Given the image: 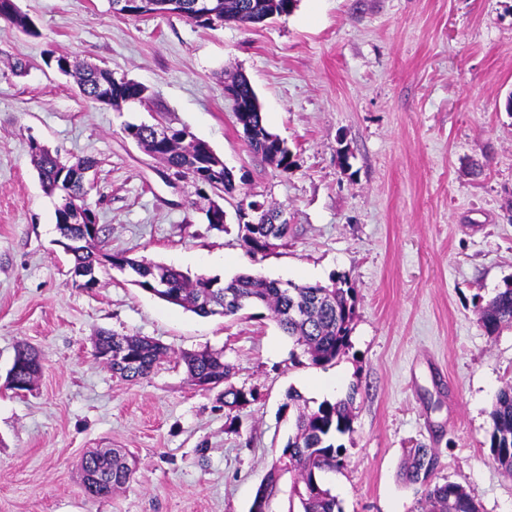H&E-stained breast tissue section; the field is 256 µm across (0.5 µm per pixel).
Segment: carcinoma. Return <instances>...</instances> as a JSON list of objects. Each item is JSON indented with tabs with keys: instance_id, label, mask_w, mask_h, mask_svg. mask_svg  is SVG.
<instances>
[{
	"instance_id": "obj_1",
	"label": "carcinoma",
	"mask_w": 512,
	"mask_h": 512,
	"mask_svg": "<svg viewBox=\"0 0 512 512\" xmlns=\"http://www.w3.org/2000/svg\"><path fill=\"white\" fill-rule=\"evenodd\" d=\"M193 0H147L139 12L144 16L177 14L198 25L209 26L211 21L191 14ZM281 0H217L215 8L220 17L228 21L252 19L261 23L274 14ZM0 18L10 22L21 32L37 36L39 32L31 18L22 13L14 0H0ZM80 93L92 103L119 108L136 96L149 100L148 88L130 80L114 81L112 72L96 66L75 71ZM237 122L254 131L248 147L286 171L292 162H284L289 149L279 138L272 137L260 112H238ZM125 134L143 145L162 160L179 179L193 184H208L210 192L230 193L235 189L231 173L219 169V178L208 175L209 163L216 154L204 141L192 133L177 130L172 141L157 145L150 139L147 124H128ZM34 165L47 192L71 194L76 198L80 212L68 219L56 218L62 237L71 240L84 236L82 226L96 223V216L85 204L90 186L81 183L83 172L96 168L90 158L63 161L59 156L36 146L32 147ZM260 221L239 225L242 242L252 255L263 254L271 240L288 237L289 225L279 221L280 212L266 209L260 212ZM74 258V270L95 266H111L136 275L134 285L155 295H168L166 301L188 309L200 316L235 315L250 304H262L274 314L279 327L303 347L314 365L328 364L346 352L349 347L351 323L355 314L354 288L346 275H334L327 285L281 284L260 274H241L222 284L216 277L190 276L173 267L157 265L131 258L125 252H101L95 245L67 247ZM164 282V291L156 289ZM479 324L492 335L503 328L512 327V285L498 292L479 309ZM100 344L112 343V351H119V360L100 358L112 372L124 380L137 381L148 377L160 361L167 356V348L160 343L136 335L117 336L103 332L96 336ZM181 360L186 366L193 385L220 384L230 378L234 367L224 362L220 352L199 351L184 353ZM13 368L18 370L21 384L11 390H27L41 370L40 357L26 345L18 347ZM255 399L254 391L246 392L232 385L224 388V408L233 412ZM354 396L335 402L323 401L312 409L296 391L288 392V406L295 407L294 433L289 437L280 456L272 463L260 484L250 512H269L271 503L281 493L283 476L290 475L292 493L298 498L299 512H341L336 497L324 486L321 474L343 466V445L335 444L336 435L353 432L355 415ZM492 427L489 434L490 451L501 469L512 475V386L499 390L491 412ZM438 456L433 448L418 446L407 450L404 466L406 481L418 486L414 512H480L475 492L464 486L436 481ZM136 471L135 461L121 448H96L81 459L79 473L85 492L92 497L111 495L127 485Z\"/></svg>"
}]
</instances>
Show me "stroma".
<instances>
[{
	"mask_svg": "<svg viewBox=\"0 0 512 512\" xmlns=\"http://www.w3.org/2000/svg\"><path fill=\"white\" fill-rule=\"evenodd\" d=\"M27 36L0 19V512H249L293 432L289 391L310 406L353 397L343 467L322 473L342 512H412L406 448L438 454V481L474 489L482 512H512V475L493 460L490 412L512 383V328L490 335L477 310L512 283V0H298L289 16L202 27L131 17L109 0H15ZM146 86L147 104H93L48 52ZM24 73H15V62ZM245 74L267 129L292 154L277 169L247 146L224 91ZM188 128L232 170L223 229L194 186L124 134ZM39 145L91 157L85 202L102 247L230 281L297 284L347 275L350 346L312 365L267 309L201 317L98 272L76 285L55 210L31 162ZM279 207L287 240L263 256L241 241L243 197ZM147 336L169 356L128 382L94 355L98 334ZM41 361L8 390L16 349ZM223 353L230 382L256 391L236 423L224 389L192 386L185 352ZM335 379L324 394L309 383ZM123 448L133 479L85 494L81 457Z\"/></svg>",
	"mask_w": 512,
	"mask_h": 512,
	"instance_id": "1",
	"label": "stroma"
}]
</instances>
